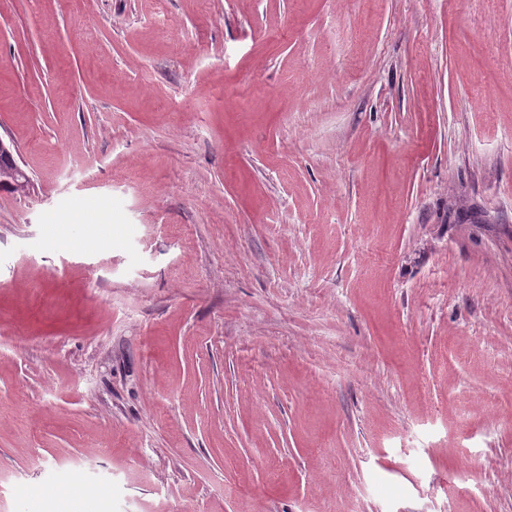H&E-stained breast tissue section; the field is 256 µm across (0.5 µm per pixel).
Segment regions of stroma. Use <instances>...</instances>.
<instances>
[{"instance_id":"1","label":"stroma","mask_w":512,"mask_h":512,"mask_svg":"<svg viewBox=\"0 0 512 512\" xmlns=\"http://www.w3.org/2000/svg\"><path fill=\"white\" fill-rule=\"evenodd\" d=\"M0 138V512H512V0H0ZM8 146L3 139H0V154L3 159L8 162L5 166H1L0 181L10 182L19 190H23L24 195H28L32 189V182L28 174L17 163L12 148Z\"/></svg>"}]
</instances>
